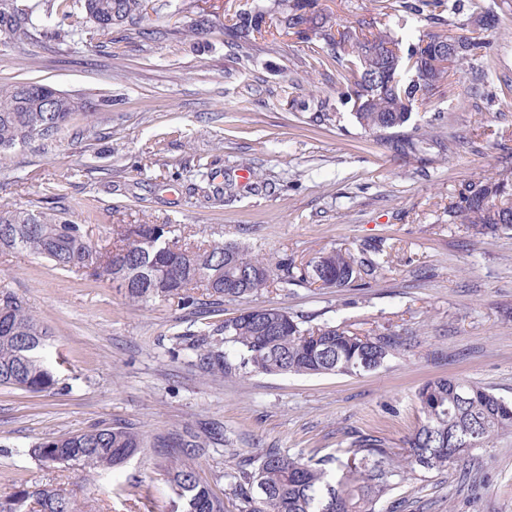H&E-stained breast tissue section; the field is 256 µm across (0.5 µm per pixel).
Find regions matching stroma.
<instances>
[{
  "label": "stroma",
  "mask_w": 512,
  "mask_h": 512,
  "mask_svg": "<svg viewBox=\"0 0 512 512\" xmlns=\"http://www.w3.org/2000/svg\"><path fill=\"white\" fill-rule=\"evenodd\" d=\"M148 38L112 31V49L66 46L37 29L25 46L0 39V83L39 82L105 94L111 112L77 118L57 137L0 158V210L74 213L96 246L120 224H176L187 241L234 242L271 259L307 262L341 249L381 247L383 271L336 290L271 288L225 302L230 317L277 306L314 322L387 328L402 346L358 376L203 373L184 334L210 331L203 289L130 302L106 279L56 269L21 250L0 249V293L22 299L50 331L43 355L55 390L0 387V498L19 481L53 484L82 512H171V451L144 448L114 470L48 466L32 453L51 434L120 421L153 436L191 422L224 428L197 460L200 480L234 512L236 478L260 450L303 460L345 457L356 433L400 446L421 416L418 389L456 377L512 401V230L473 235L448 221L468 184L512 175V28L487 32L494 67H466L413 121L455 134L429 163L394 155L351 119L316 121L335 98L311 46L296 35L281 51H230L226 14L253 0H147ZM250 181H242L243 172ZM236 196H221L225 179ZM512 512V436L477 448L443 471L403 481L388 512Z\"/></svg>",
  "instance_id": "35a3bbf8"
}]
</instances>
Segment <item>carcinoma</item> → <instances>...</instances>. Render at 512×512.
Returning <instances> with one entry per match:
<instances>
[{
  "instance_id": "cac0c4a2",
  "label": "carcinoma",
  "mask_w": 512,
  "mask_h": 512,
  "mask_svg": "<svg viewBox=\"0 0 512 512\" xmlns=\"http://www.w3.org/2000/svg\"><path fill=\"white\" fill-rule=\"evenodd\" d=\"M23 4L0 0V36L20 44L28 29L53 17L72 19L70 28L54 29L61 44L100 40L112 27L132 23L143 12V0H47ZM470 7L489 19L487 28L512 24V11H488L482 0H392L391 17L404 29L415 18L439 25L402 46L388 24L359 19L356 26L341 24L332 14L317 9V0H269L237 12L224 25L230 47L246 49L270 35V52H278L275 34L290 33L304 42L320 44L311 59L335 71L328 82L336 86L338 102L352 103L357 125L373 134L396 155L419 159L451 150L448 138L408 130L412 114L426 104L458 66H489V43L477 36L456 35L446 27ZM83 9L88 27L74 19ZM276 15V32L266 30L267 16ZM50 86L35 82L0 83V155L35 139H48L74 116L93 118L112 107V98L79 95L57 102L45 112L39 100ZM467 224L477 234L512 229V183L487 177L469 186L448 205V223ZM177 228L171 224H129L117 232L112 246L95 248L82 225L63 213L43 210H0V248L21 249L44 258L56 268L107 278L125 296L150 300L202 288L215 304L259 293L267 288L316 285L345 288L374 276L385 260H359L332 249L298 267L283 257L272 261L231 242L176 245ZM0 306V385L32 393L55 385L51 368L38 356L48 336L44 324L23 300L5 293ZM398 335L388 329L361 333L342 324L311 325L307 317L282 307L262 306L226 318L186 342L200 369L213 375L236 372L298 375H360L387 362L398 348ZM423 418L404 441L403 453L385 439L359 434L352 441L351 457L338 461L336 475L320 462L302 461L272 448L261 451L255 467L239 476L235 496L240 512H376V506L397 485L417 470H442L474 448H487L494 439L512 433V403L474 382L441 377L424 384L416 395ZM222 427L201 430L187 425L155 438V445L171 448L168 482L177 501L174 512H225L224 501L203 484L197 458L221 440ZM148 440L121 423H98L80 433L52 434L34 445L39 461L49 465H85L91 460L100 470L122 466ZM78 512L76 503L52 486L32 488L20 483L0 499V512Z\"/></svg>"
}]
</instances>
